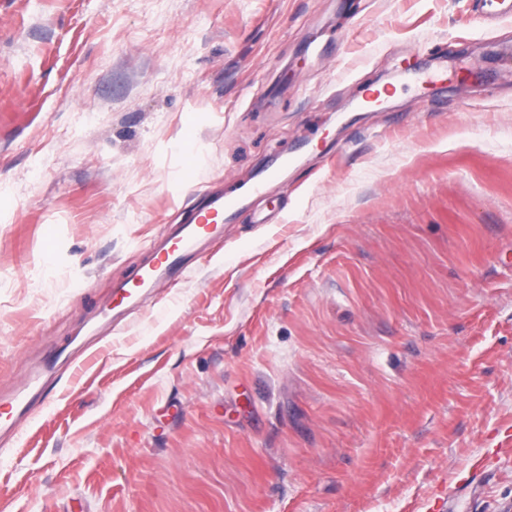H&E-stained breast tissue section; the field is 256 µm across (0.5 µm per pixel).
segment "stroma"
<instances>
[{
  "mask_svg": "<svg viewBox=\"0 0 512 512\" xmlns=\"http://www.w3.org/2000/svg\"><path fill=\"white\" fill-rule=\"evenodd\" d=\"M221 194L174 285L115 289ZM6 512H512V21L0 0ZM42 374L35 375L31 380L20 387L11 396L1 397L0 400V430H15L20 420L27 415L42 387Z\"/></svg>",
  "mask_w": 512,
  "mask_h": 512,
  "instance_id": "1",
  "label": "stroma"
}]
</instances>
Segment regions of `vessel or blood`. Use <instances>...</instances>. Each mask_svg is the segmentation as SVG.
Segmentation results:
<instances>
[{
  "label": "vessel or blood",
  "instance_id": "1",
  "mask_svg": "<svg viewBox=\"0 0 512 512\" xmlns=\"http://www.w3.org/2000/svg\"><path fill=\"white\" fill-rule=\"evenodd\" d=\"M508 17H512V0H479L474 19L484 24ZM232 218V204L220 198L210 200L198 210L191 223L181 225L175 235L165 240L148 267L134 280L117 288L121 302H135L141 294L157 291L170 280L182 276L186 269L185 260L195 244L205 238L221 237L225 224ZM42 385L43 378L37 375L11 396L0 399V429L17 428L20 420L31 411Z\"/></svg>",
  "mask_w": 512,
  "mask_h": 512
}]
</instances>
